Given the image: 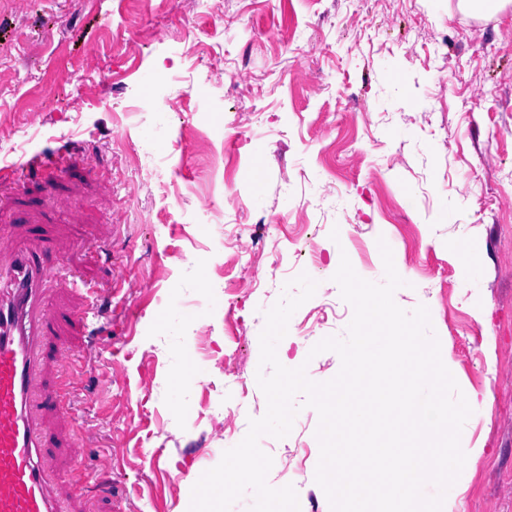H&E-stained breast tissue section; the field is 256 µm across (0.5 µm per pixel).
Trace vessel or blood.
<instances>
[{"mask_svg":"<svg viewBox=\"0 0 512 512\" xmlns=\"http://www.w3.org/2000/svg\"><path fill=\"white\" fill-rule=\"evenodd\" d=\"M27 237L23 248L0 230V512H67L38 461L51 439L44 418L52 401L40 390L53 325L45 292L60 274L35 256L47 241L33 230Z\"/></svg>","mask_w":512,"mask_h":512,"instance_id":"b4317fda","label":"vessel or blood"}]
</instances>
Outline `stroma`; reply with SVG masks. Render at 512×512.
Returning a JSON list of instances; mask_svg holds the SVG:
<instances>
[{"instance_id": "1", "label": "stroma", "mask_w": 512, "mask_h": 512, "mask_svg": "<svg viewBox=\"0 0 512 512\" xmlns=\"http://www.w3.org/2000/svg\"><path fill=\"white\" fill-rule=\"evenodd\" d=\"M155 73L175 80L179 102L154 109ZM215 121L248 129L247 141L213 139ZM36 153L49 166L0 186V225L40 202L41 231L59 243L46 255L63 278L48 292L58 339L75 363L98 353L72 397L69 369L47 362L55 410L73 422L56 426L41 463L82 483L97 455L112 457L111 488L76 499L59 485L72 512H188V473L216 466L225 433L245 436L266 412L264 312L307 264L293 239L312 233L318 288L279 361L316 382L338 373L335 352L309 354L352 318L332 277L344 257L364 279L382 271L385 238L405 282L396 303L428 307L445 365L482 402L461 434L463 451L481 455L453 512H512V0L468 18L460 0H31L0 14V166ZM204 209L248 225L243 248L265 290H243L230 258L206 259L198 280L212 307L184 312L187 378L158 336L186 257L208 241L193 219ZM352 237L363 251L342 255ZM90 287L108 323L79 325ZM186 387L175 407L171 391ZM299 415L287 437L259 440L274 460L267 481L278 485L281 460L297 454L300 512H330L314 480L318 414Z\"/></svg>"}]
</instances>
